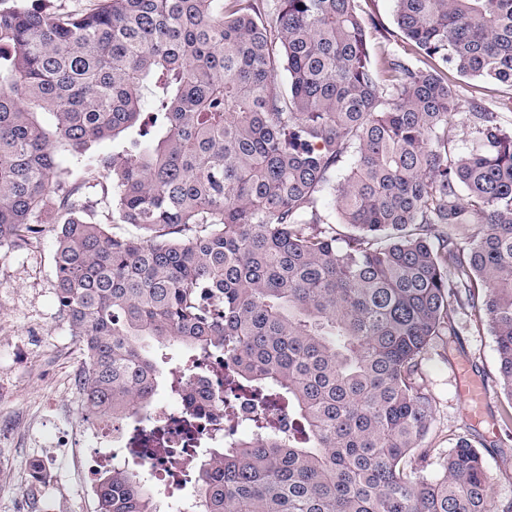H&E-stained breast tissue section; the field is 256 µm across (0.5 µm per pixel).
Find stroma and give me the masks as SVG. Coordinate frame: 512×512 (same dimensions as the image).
Here are the masks:
<instances>
[{
  "label": "stroma",
  "instance_id": "obj_1",
  "mask_svg": "<svg viewBox=\"0 0 512 512\" xmlns=\"http://www.w3.org/2000/svg\"><path fill=\"white\" fill-rule=\"evenodd\" d=\"M376 17L373 43L407 55L394 21V0H360ZM461 106L456 128L459 150L473 135L467 117L473 105L500 113L512 123V87L454 77ZM57 227L46 224L38 239L0 249V512H96L86 470L70 451L84 447L81 434L90 419L76 383L83 367L80 342L61 317L55 298L52 255ZM457 331L436 342L425 362L423 385L436 402L426 447L444 448L452 434H474L481 444L495 500H512V437L503 429L512 412L496 382L495 340L486 322L466 308L453 315ZM482 383L488 394L483 419L472 418L462 393L465 380ZM54 466L35 499H28L33 461Z\"/></svg>",
  "mask_w": 512,
  "mask_h": 512
}]
</instances>
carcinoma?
<instances>
[{"label":"carcinoma","mask_w":512,"mask_h":512,"mask_svg":"<svg viewBox=\"0 0 512 512\" xmlns=\"http://www.w3.org/2000/svg\"><path fill=\"white\" fill-rule=\"evenodd\" d=\"M394 4L414 63L358 0H0V248L57 225L85 411L149 406L170 342L171 391L219 357L288 410L194 465L204 512H512L470 437L423 446L422 384L469 307L512 400V127L475 106L458 152L448 80L512 87V0ZM96 512H157L141 470L102 474Z\"/></svg>","instance_id":"cac0c4a2"}]
</instances>
